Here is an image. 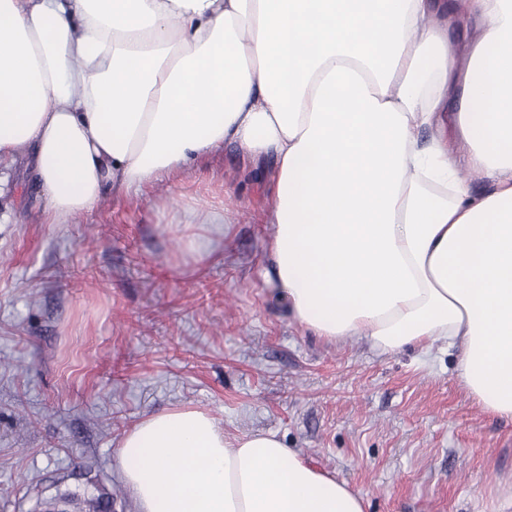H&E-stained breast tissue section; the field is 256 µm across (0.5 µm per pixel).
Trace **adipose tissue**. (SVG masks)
Listing matches in <instances>:
<instances>
[{
    "label": "adipose tissue",
    "instance_id": "ef3b65f1",
    "mask_svg": "<svg viewBox=\"0 0 512 512\" xmlns=\"http://www.w3.org/2000/svg\"><path fill=\"white\" fill-rule=\"evenodd\" d=\"M227 143L274 161L267 277L294 320L456 351L512 421V0H0V163L33 147L51 223ZM119 463L142 512H365L199 408L144 418Z\"/></svg>",
    "mask_w": 512,
    "mask_h": 512
}]
</instances>
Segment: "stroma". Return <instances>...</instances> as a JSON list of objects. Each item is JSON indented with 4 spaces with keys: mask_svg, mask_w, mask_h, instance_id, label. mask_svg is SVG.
Returning a JSON list of instances; mask_svg holds the SVG:
<instances>
[{
    "mask_svg": "<svg viewBox=\"0 0 512 512\" xmlns=\"http://www.w3.org/2000/svg\"><path fill=\"white\" fill-rule=\"evenodd\" d=\"M19 147L0 165V512L89 483L140 512L117 454L142 419L207 410L226 433L276 431L366 500L367 512H499L512 497V422L481 410L456 355H375L299 325L267 280L266 184L234 144L69 223ZM230 196L235 215L173 226ZM211 250L183 264L184 234Z\"/></svg>",
    "mask_w": 512,
    "mask_h": 512,
    "instance_id": "1",
    "label": "stroma"
}]
</instances>
